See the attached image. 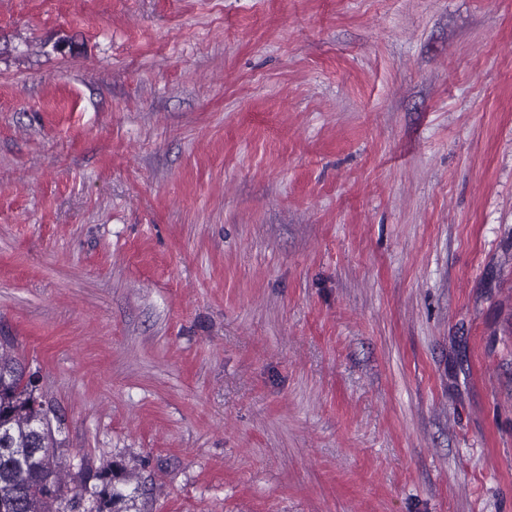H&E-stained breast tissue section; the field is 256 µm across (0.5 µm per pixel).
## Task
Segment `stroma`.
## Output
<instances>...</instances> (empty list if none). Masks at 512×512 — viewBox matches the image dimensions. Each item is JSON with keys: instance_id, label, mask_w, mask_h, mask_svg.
Here are the masks:
<instances>
[{"instance_id": "obj_1", "label": "stroma", "mask_w": 512, "mask_h": 512, "mask_svg": "<svg viewBox=\"0 0 512 512\" xmlns=\"http://www.w3.org/2000/svg\"><path fill=\"white\" fill-rule=\"evenodd\" d=\"M0 336L65 493L512 512V0H0Z\"/></svg>"}]
</instances>
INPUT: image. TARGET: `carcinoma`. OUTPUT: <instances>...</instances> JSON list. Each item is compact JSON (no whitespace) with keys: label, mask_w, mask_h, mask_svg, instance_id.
I'll return each instance as SVG.
<instances>
[{"label":"carcinoma","mask_w":512,"mask_h":512,"mask_svg":"<svg viewBox=\"0 0 512 512\" xmlns=\"http://www.w3.org/2000/svg\"><path fill=\"white\" fill-rule=\"evenodd\" d=\"M12 343L0 336V512H76L83 496L61 485V427L25 363L7 352Z\"/></svg>","instance_id":"carcinoma-1"}]
</instances>
